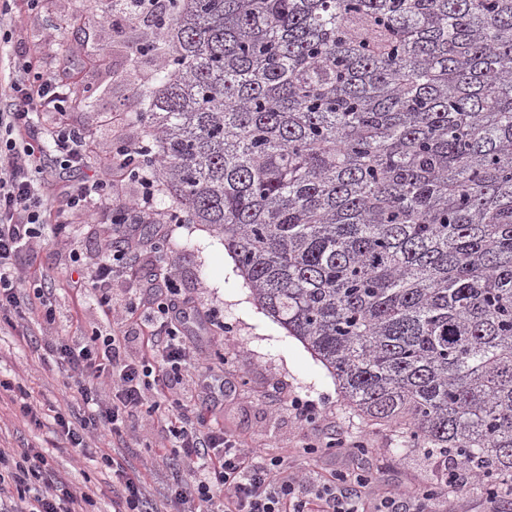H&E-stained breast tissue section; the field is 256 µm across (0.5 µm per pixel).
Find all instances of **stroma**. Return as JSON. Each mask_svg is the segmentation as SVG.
Returning <instances> with one entry per match:
<instances>
[{"mask_svg": "<svg viewBox=\"0 0 512 512\" xmlns=\"http://www.w3.org/2000/svg\"><path fill=\"white\" fill-rule=\"evenodd\" d=\"M10 7L9 14L0 19V95L11 94L10 59L18 50L36 59L43 76L68 66L74 70L75 90L86 86L96 90L90 105L39 112L40 137H47L60 123L80 127L87 137L84 171L88 174L111 159L119 141L142 138L132 118L155 86L157 64L148 58L135 59L132 47L153 37L151 28H113L111 20L105 19L101 9L90 8L88 0H39L34 7L27 0H12ZM76 17L85 21L87 36L72 35L69 25ZM50 221L68 224L69 238L60 241L48 235L32 242L22 256L24 275L53 288L61 309L73 314L67 335L106 330L108 324L97 303L77 297L69 289V255H80L83 267L95 266L105 243L113 238L111 206L101 205L89 214L62 205L53 210ZM137 233L142 252L149 255L148 262L136 266L137 276L150 278L156 265H164L180 288L196 296L200 310L216 312L231 328L222 336L205 319L193 324L191 344L204 359L228 358L220 374L223 393L213 395L193 381L185 383L187 393L202 406L204 424L221 425L226 433L249 445L267 446L273 455L287 451L289 465L299 472L363 473L375 485L410 494L440 485L443 461L424 448L403 449L398 428L357 416L311 351L259 309L221 237L201 224L166 221L138 225ZM0 378L13 385L12 390H0V448L46 449L65 482L95 487L98 512H114L110 471L91 459L73 461L55 445L49 406L61 403L68 405L72 417L85 415L74 379L56 367L41 366L32 345L1 320ZM17 386L45 408L42 426H32L21 417L14 401ZM292 395L316 401L317 414L306 421L297 417L288 402ZM144 423V416L132 417L121 434L96 438L95 444L130 470L145 474L148 495L158 502L172 473L168 464L151 456ZM339 438L348 440V447H334ZM431 509L512 512V497L489 498L485 487L471 482L450 489L432 502Z\"/></svg>", "mask_w": 512, "mask_h": 512, "instance_id": "obj_1", "label": "stroma"}]
</instances>
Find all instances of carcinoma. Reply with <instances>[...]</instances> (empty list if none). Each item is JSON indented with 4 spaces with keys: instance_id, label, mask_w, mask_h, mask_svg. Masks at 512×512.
I'll list each match as a JSON object with an SVG mask.
<instances>
[{
    "instance_id": "1",
    "label": "carcinoma",
    "mask_w": 512,
    "mask_h": 512,
    "mask_svg": "<svg viewBox=\"0 0 512 512\" xmlns=\"http://www.w3.org/2000/svg\"><path fill=\"white\" fill-rule=\"evenodd\" d=\"M133 122L347 404L512 486V0H179Z\"/></svg>"
}]
</instances>
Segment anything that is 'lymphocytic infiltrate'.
<instances>
[{"label":"lymphocytic infiltrate","mask_w":512,"mask_h":512,"mask_svg":"<svg viewBox=\"0 0 512 512\" xmlns=\"http://www.w3.org/2000/svg\"><path fill=\"white\" fill-rule=\"evenodd\" d=\"M30 60H13L8 109L0 111V317L5 321L30 316L48 326L62 313L48 289L26 286L20 254L42 235L52 210L51 195L35 175L44 168L77 171L85 165L86 137L63 126L50 133L46 148L35 149L37 110L60 109L74 92L69 68L30 86ZM145 146L130 138L112 156L110 168L84 176L77 188L61 185L69 207L93 212L111 202L116 213L137 212L142 222H156L151 208L156 187L149 166L143 165ZM136 182V198L118 192L122 181ZM118 273L111 251L87 273L74 280V289L93 295L104 318L117 316L108 288ZM131 301L143 308L146 334L140 356L124 354L122 331L89 336L41 335L36 343L43 363L67 375L88 377L78 392L89 413L72 421L68 409L54 407L55 433L64 448L79 457L100 459L112 472V494L118 512H426L441 490L434 487L413 495L375 491L369 480L349 484L343 474L318 475L291 470L284 455L249 448L223 428L195 421L197 406L177 400L183 380L195 364L187 334L198 310L192 297L176 288L167 268H159L148 285L133 284ZM111 383L112 397H102L94 381ZM147 413L151 427L172 436L173 481L162 503L148 499L140 476L129 473L118 459L93 447L98 432L119 434L127 419ZM96 492L62 481L42 449L25 448L11 455L0 448V512H94Z\"/></svg>","instance_id":"lymphocytic-infiltrate-1"}]
</instances>
